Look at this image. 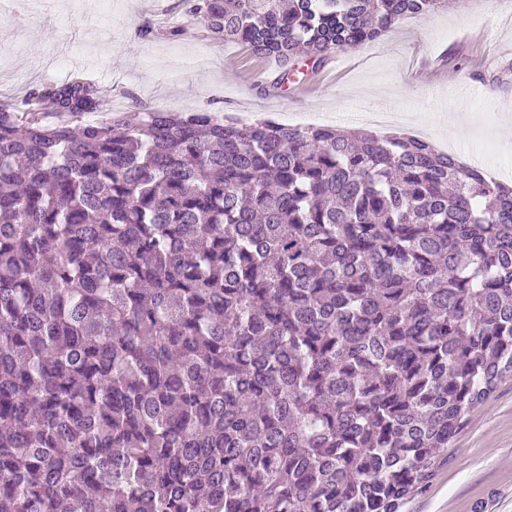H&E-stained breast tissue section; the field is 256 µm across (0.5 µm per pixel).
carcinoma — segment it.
Returning a JSON list of instances; mask_svg holds the SVG:
<instances>
[{"mask_svg":"<svg viewBox=\"0 0 512 512\" xmlns=\"http://www.w3.org/2000/svg\"><path fill=\"white\" fill-rule=\"evenodd\" d=\"M439 4L181 0L276 85ZM23 106L0 512H400L512 376V184L412 136L114 114L79 80Z\"/></svg>","mask_w":512,"mask_h":512,"instance_id":"obj_1","label":"carcinoma"}]
</instances>
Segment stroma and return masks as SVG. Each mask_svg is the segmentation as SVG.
I'll return each mask as SVG.
<instances>
[{
  "label": "stroma",
  "mask_w": 512,
  "mask_h": 512,
  "mask_svg": "<svg viewBox=\"0 0 512 512\" xmlns=\"http://www.w3.org/2000/svg\"><path fill=\"white\" fill-rule=\"evenodd\" d=\"M112 0L109 37H100L93 0H54L33 14L21 0L0 15V102L79 79L124 112L220 107L251 119L312 115L317 125L358 127V113L410 116L423 139L457 144L462 162L512 181V0H443L420 18L396 23L358 50L332 56L304 90L274 85V61L237 68L251 52L212 39L206 27L166 0ZM163 31L143 36L145 24ZM458 113V128L448 116ZM401 512H512V379L476 408L431 481Z\"/></svg>",
  "instance_id": "35a3bbf8"
}]
</instances>
